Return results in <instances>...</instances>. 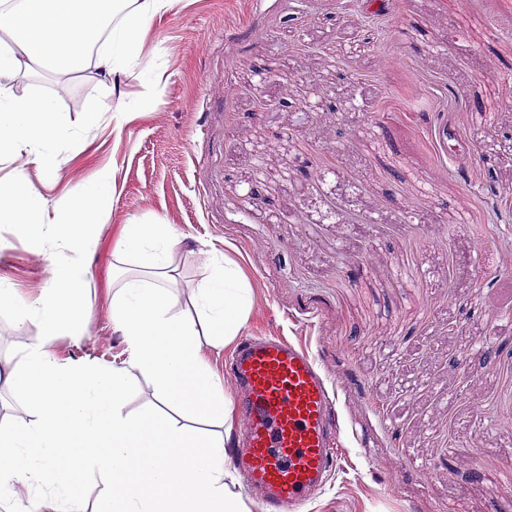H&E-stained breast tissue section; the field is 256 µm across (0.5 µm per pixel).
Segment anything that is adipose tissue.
Masks as SVG:
<instances>
[{"label": "adipose tissue", "instance_id": "1", "mask_svg": "<svg viewBox=\"0 0 512 512\" xmlns=\"http://www.w3.org/2000/svg\"><path fill=\"white\" fill-rule=\"evenodd\" d=\"M178 0H21L0 12V152L27 148L48 179L59 176L58 146L65 125L52 102L17 97L11 82L26 62L53 70H81L94 63L109 82L112 117L124 122L125 80L133 72L153 78L144 34L153 19ZM116 185L109 173L86 183L65 215H50L44 198L28 192L23 170L0 179V224L84 253L97 242L90 229L111 207ZM176 244L167 225L129 224L120 251L139 273L123 277L112 301V323L124 336L130 363L147 373L169 413L125 414V370L92 362L60 363L49 348L60 334L79 335L88 270L61 258L37 297L20 298L0 279V308L36 317L40 343L24 346L0 381L25 397L30 422L0 418V503L26 497L31 512H81L75 481L98 474L102 487L91 512H243L226 485L231 462L229 432L203 434L180 423L186 412L225 422L231 404L219 377L201 358L241 332L251 307L250 285L237 264L213 261L193 291L194 312L171 314L167 285L175 279Z\"/></svg>", "mask_w": 512, "mask_h": 512}]
</instances>
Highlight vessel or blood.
Masks as SVG:
<instances>
[{
    "instance_id": "1",
    "label": "vessel or blood",
    "mask_w": 512,
    "mask_h": 512,
    "mask_svg": "<svg viewBox=\"0 0 512 512\" xmlns=\"http://www.w3.org/2000/svg\"><path fill=\"white\" fill-rule=\"evenodd\" d=\"M226 370L243 422L234 466L263 512H298L336 464V412L315 356L282 336H246Z\"/></svg>"
}]
</instances>
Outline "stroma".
<instances>
[{
  "mask_svg": "<svg viewBox=\"0 0 512 512\" xmlns=\"http://www.w3.org/2000/svg\"><path fill=\"white\" fill-rule=\"evenodd\" d=\"M145 50L159 78H127L118 133L95 69L14 82L67 136L55 182L23 151L0 177L22 169L53 212L100 171L117 185L78 256L82 333L56 358L127 368L125 413L155 404L112 327V274L135 266L114 255L124 225H169L171 313L229 257L251 285L245 331L309 348L335 392L338 462L302 512H512V0H179ZM58 254L0 224L20 297ZM41 338L0 309V367Z\"/></svg>",
  "mask_w": 512,
  "mask_h": 512,
  "instance_id": "obj_1",
  "label": "stroma"
}]
</instances>
